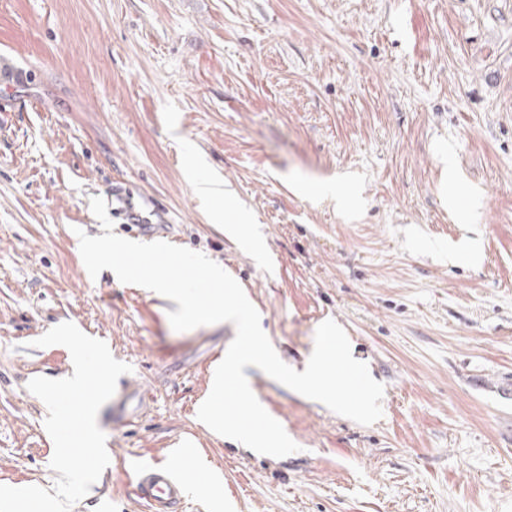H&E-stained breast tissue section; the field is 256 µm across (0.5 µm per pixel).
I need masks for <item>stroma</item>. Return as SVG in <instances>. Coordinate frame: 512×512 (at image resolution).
<instances>
[{
	"label": "stroma",
	"instance_id": "1",
	"mask_svg": "<svg viewBox=\"0 0 512 512\" xmlns=\"http://www.w3.org/2000/svg\"><path fill=\"white\" fill-rule=\"evenodd\" d=\"M453 150L481 194L442 200ZM122 185L169 243L242 286L304 371L331 319L384 387L371 425L246 367L298 452L197 417L235 337L176 302L89 283L78 232ZM481 239L479 260L448 250ZM74 323L152 397L97 423L109 454L196 448L219 491L188 512H512V0H0V485L53 489L32 376L67 377ZM71 512H145L105 469Z\"/></svg>",
	"mask_w": 512,
	"mask_h": 512
}]
</instances>
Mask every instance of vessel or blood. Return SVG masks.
Instances as JSON below:
<instances>
[{
    "mask_svg": "<svg viewBox=\"0 0 512 512\" xmlns=\"http://www.w3.org/2000/svg\"><path fill=\"white\" fill-rule=\"evenodd\" d=\"M113 193L124 201V209L137 225L143 238L152 239L153 224L127 201L128 194L122 186H115ZM135 390L128 383H121L120 390L112 398V415L126 423L139 417L138 409L129 405ZM120 468L134 488L135 494L146 512H184L187 501L208 483L206 471L190 467L177 470L168 464L137 456L122 461Z\"/></svg>",
    "mask_w": 512,
    "mask_h": 512,
    "instance_id": "vessel-or-blood-1",
    "label": "vessel or blood"
}]
</instances>
